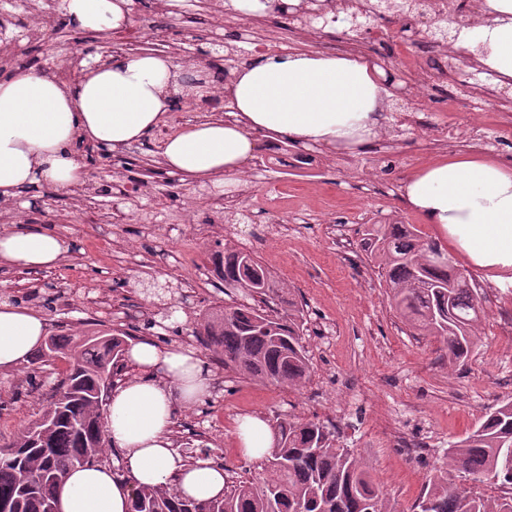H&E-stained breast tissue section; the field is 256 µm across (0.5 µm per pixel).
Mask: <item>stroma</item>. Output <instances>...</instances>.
I'll use <instances>...</instances> for the list:
<instances>
[{"mask_svg": "<svg viewBox=\"0 0 512 512\" xmlns=\"http://www.w3.org/2000/svg\"><path fill=\"white\" fill-rule=\"evenodd\" d=\"M130 8L134 24L149 27L152 38L129 44L118 32L80 30L54 10L53 0H0V22L14 37L10 51L0 52V79L21 68L54 75V57L74 41L90 58L151 50L178 59L195 56L211 71L223 68L226 48L238 49L240 60L251 57L241 50L235 27H214L220 0H132ZM250 23L263 35L287 37L292 51H344L335 28L316 43L279 17ZM46 26L57 31L50 51L41 36ZM505 91V112L451 111L464 92L451 80L439 82L426 102L390 97L379 140L355 152L310 148L319 167L281 180L284 217L262 208L269 182L256 169L268 143H261L245 181L235 185L189 186L162 165L163 140L210 116L209 106L168 112L153 135L109 162L77 147L86 187L71 194L34 187L17 204L0 208V225L21 212L29 223L58 234L68 245L66 259L27 275L1 269L0 296L43 315L51 334L75 338L124 332L135 340L144 334L147 314L173 310L159 342L192 345L219 379L206 403L178 412V448L205 453L232 476L252 477L259 467L239 446L240 416L320 421L335 429L339 444L361 453L399 512H411L449 443L463 438L498 401L512 398V281L474 274L484 317L468 359L449 364L434 337L416 334L390 308L387 285L359 246V229L394 218L437 239L435 226L407 208L404 183L417 167L444 154L477 150L512 165V85ZM451 124L482 126V138L449 142ZM203 192L208 198L192 220L181 221L186 194ZM224 248L255 252L303 305L312 362L306 384L236 376L204 348L200 319L225 299L212 264L213 253ZM62 369L59 361L37 369L26 362L0 372V438L39 418ZM34 378L40 388H31ZM407 438L420 452L404 447Z\"/></svg>", "mask_w": 512, "mask_h": 512, "instance_id": "stroma-1", "label": "stroma"}]
</instances>
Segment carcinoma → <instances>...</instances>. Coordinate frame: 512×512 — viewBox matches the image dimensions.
<instances>
[{
	"label": "carcinoma",
	"mask_w": 512,
	"mask_h": 512,
	"mask_svg": "<svg viewBox=\"0 0 512 512\" xmlns=\"http://www.w3.org/2000/svg\"><path fill=\"white\" fill-rule=\"evenodd\" d=\"M361 249L389 288L390 306L413 329L436 336L448 362H464L474 344L483 297L454 283L448 263L432 259L445 249L412 224H365ZM224 288L248 298L204 315V344L224 370L243 378L299 386L310 362L302 344L304 310L282 294L279 282L248 250L213 256ZM122 336L79 342L49 337L35 362L65 364L52 401L28 427L0 442V502L11 512H51L71 469L107 458L99 391L104 368L120 372ZM275 448L263 460L265 476L227 482L224 497L197 502L170 486L133 490L131 512H394L360 454L336 443L314 421L282 419ZM512 400L498 402L466 437L451 443L415 502L419 512H512V494L488 498L479 486H512Z\"/></svg>",
	"instance_id": "cac0c4a2"
}]
</instances>
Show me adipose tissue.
<instances>
[{
  "label": "adipose tissue",
  "mask_w": 512,
  "mask_h": 512,
  "mask_svg": "<svg viewBox=\"0 0 512 512\" xmlns=\"http://www.w3.org/2000/svg\"><path fill=\"white\" fill-rule=\"evenodd\" d=\"M131 0H62L79 29L119 31L131 22ZM485 24L461 26L458 46L512 83V0H485ZM229 111L184 127L161 145L164 166L186 184L236 182L260 139L302 147L365 148L376 137L389 95L385 70L364 56L292 52L258 56L224 86ZM182 67L163 53L114 52L83 64L68 83L20 70L0 80V200L46 185L59 192L87 179L73 146L87 142L119 155L162 124L176 98L201 96ZM404 201L435 225L441 240L475 270L512 275V166L482 154L445 156L408 178ZM68 248L53 231L26 222L0 231V267L37 271L58 265ZM48 333V321L0 301V369L24 363ZM129 374L108 397L106 441L121 451L109 463L67 474L58 512H130L140 486H173L204 501L222 496L227 477L208 458L186 461L173 440L177 406L212 392L211 370L190 347L144 336L128 342ZM245 453L262 458L273 435L264 417L241 418Z\"/></svg>",
  "instance_id": "obj_1"
}]
</instances>
